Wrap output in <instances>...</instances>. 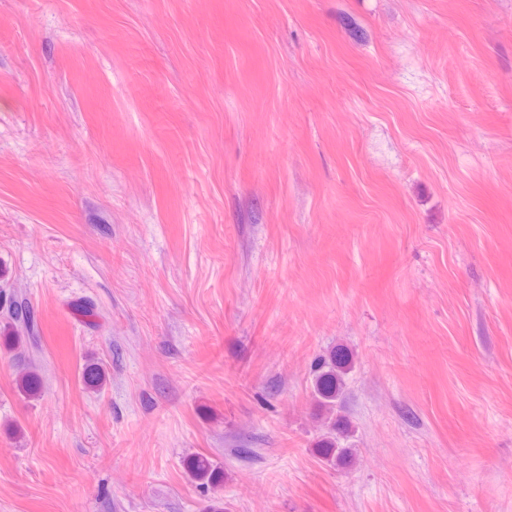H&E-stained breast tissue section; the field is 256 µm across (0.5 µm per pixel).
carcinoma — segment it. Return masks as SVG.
I'll return each mask as SVG.
<instances>
[{
	"label": "carcinoma",
	"instance_id": "carcinoma-1",
	"mask_svg": "<svg viewBox=\"0 0 512 512\" xmlns=\"http://www.w3.org/2000/svg\"><path fill=\"white\" fill-rule=\"evenodd\" d=\"M4 307L5 317L11 322L35 334L38 331L35 314L28 302L16 295L4 296L0 291V307ZM351 364L349 352L337 348L326 358L315 362L311 379V394L318 407L325 412L328 431L321 439L317 452L328 465L332 467L343 465L354 459L353 449L339 446L338 437L345 431L336 429L339 422L335 415L338 402L342 399L346 387V375ZM83 382L86 387L100 391L107 382L106 372L98 364L86 366L83 372ZM17 387L30 398H37L43 389L39 373L28 370L17 380ZM189 476L201 485L215 487L223 482L224 472L205 455H193L185 460Z\"/></svg>",
	"mask_w": 512,
	"mask_h": 512
}]
</instances>
